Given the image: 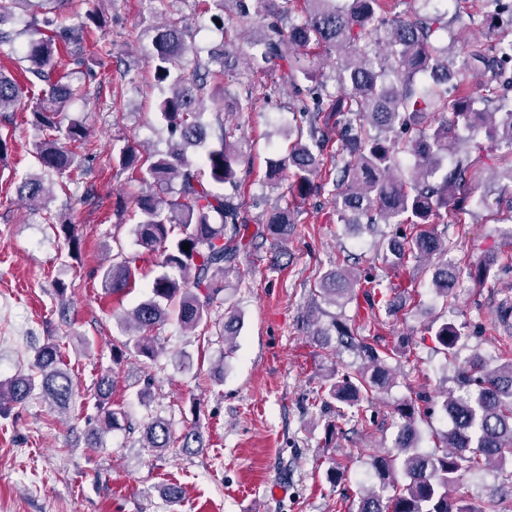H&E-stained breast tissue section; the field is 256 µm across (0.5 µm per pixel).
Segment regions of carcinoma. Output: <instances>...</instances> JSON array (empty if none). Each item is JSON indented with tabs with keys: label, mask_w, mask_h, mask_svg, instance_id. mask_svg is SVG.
<instances>
[{
	"label": "carcinoma",
	"mask_w": 512,
	"mask_h": 512,
	"mask_svg": "<svg viewBox=\"0 0 512 512\" xmlns=\"http://www.w3.org/2000/svg\"><path fill=\"white\" fill-rule=\"evenodd\" d=\"M64 0H0V23L16 14L27 18L23 69L25 83L0 70V112L21 104L35 82L44 84L30 107L32 126L42 133L33 142L40 172L21 180L19 194L33 209L45 208L53 196V176L75 169V152L63 149L59 139L82 143L83 122L67 118L68 104L88 97L96 76L92 65L102 59L86 57L85 41L92 28L106 25L104 14L93 10L79 22L57 25ZM418 0H206L215 29L224 34L217 47L203 50L187 44L184 17L166 18L156 27L148 64L158 91L155 109L174 141L167 150L143 154L127 142L112 148L114 167L149 186L178 183L176 196L162 200L153 191L135 198L140 220L133 228L136 245L157 254L163 272L152 282L151 295L140 301L119 325L133 330L125 350L113 353V363L126 356L154 358L155 331L175 318L187 331L212 324L213 304L229 283L243 284L238 262L267 239L288 240L298 223L297 201L327 192L336 215L347 224H407L410 233L392 237L386 250L395 266L421 263L434 256L431 284L446 299L453 295L463 274L481 282L497 263L489 253L464 272L444 260L451 252L448 240L433 230L450 217H458L483 204L474 197L473 165L459 160L444 166L455 150L459 131L481 125L495 145L512 154V3L487 0L480 26L493 35L489 43L472 41L461 47L437 46L432 39L448 30V13L430 15L417 8ZM261 30L257 40L239 45L241 31ZM336 54V94L327 91L320 63L321 51ZM66 52L67 67L57 68V56ZM242 56L247 68L238 76L247 80L245 97L233 99L237 112L253 109V89L261 88L270 100L288 91L294 110L307 123L297 129L286 156L269 163L266 177L277 182L291 170L287 193L268 210L266 223L250 228L245 179L239 167H249L236 138V129L219 125L217 143L208 144L202 121L203 101L210 98L225 109V76L234 69L233 57ZM479 69L486 81L475 96L459 85L469 68ZM269 80L256 84L260 76ZM494 104L493 109L484 104ZM338 129L336 166L322 173L330 131ZM402 156L415 162L400 171ZM69 251L76 252V225L56 224ZM189 251L182 250L183 245ZM138 256L114 261L100 270L101 285L112 295L132 288ZM364 289L371 309L394 310V300L383 298L380 284L349 268L324 274L319 281L323 300L344 305L357 299L354 288ZM242 327L240 312L233 310L219 329L225 345L233 346ZM340 346L361 353L364 363L353 373L333 367L324 376L325 404L361 411V404L391 384L390 361L407 355L405 342L378 348L345 323L333 321ZM439 350L458 359L468 337L463 327L444 321L434 330ZM458 392L447 393L441 407L452 427L437 439L435 449L418 446V421L425 411L415 402L399 404V430L393 455H372L369 466L377 485L358 497L355 512H499L491 498L477 507L452 493L466 472L494 467L501 488L512 489V358L495 367L477 354L458 368ZM114 380L101 375L94 390L96 416L92 434L122 428L125 412L114 407ZM75 396V386L61 361L60 345L47 340L36 348L28 372L0 380V415L37 397L65 411ZM173 444L170 422L152 415L143 424L141 447L166 451Z\"/></svg>",
	"instance_id": "carcinoma-1"
}]
</instances>
